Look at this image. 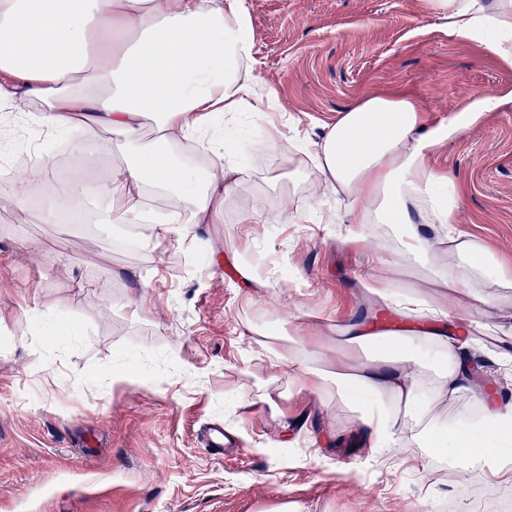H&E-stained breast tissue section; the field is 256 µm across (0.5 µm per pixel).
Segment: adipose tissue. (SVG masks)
I'll use <instances>...</instances> for the list:
<instances>
[{
	"mask_svg": "<svg viewBox=\"0 0 512 512\" xmlns=\"http://www.w3.org/2000/svg\"><path fill=\"white\" fill-rule=\"evenodd\" d=\"M429 2L449 40L479 43L512 63V0ZM249 24L246 0H0V98L18 112L39 104L52 134L85 149L108 135L140 144L114 160L93 221L135 224L153 201L166 209L155 238L181 237L214 223L225 196L250 179L224 138L213 140L202 172L169 151L220 118L271 108V92L253 74ZM500 106L480 92L459 115L431 125L411 98L371 96L340 112L320 143L287 142L277 130L266 141L268 151L309 158L344 195L357 223L354 241H370L374 264L395 270L392 279L361 276L370 303L427 325L404 335L349 323L337 347H371L382 356L332 370L318 367L300 339L308 326L301 314L297 339L273 357L274 367H288L303 384L349 401L355 446L372 459L428 446L451 466L512 481V401L487 387L489 367L512 376V339L491 349L481 341L495 308L491 291L512 289V270L457 230L458 199L448 192L455 177L429 163L461 123ZM409 268L469 298L470 311L452 312L405 289L397 276ZM460 398L472 417L437 429L435 407Z\"/></svg>",
	"mask_w": 512,
	"mask_h": 512,
	"instance_id": "adipose-tissue-1",
	"label": "adipose tissue"
}]
</instances>
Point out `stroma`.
Returning a JSON list of instances; mask_svg holds the SVG:
<instances>
[{
    "label": "stroma",
    "mask_w": 512,
    "mask_h": 512,
    "mask_svg": "<svg viewBox=\"0 0 512 512\" xmlns=\"http://www.w3.org/2000/svg\"><path fill=\"white\" fill-rule=\"evenodd\" d=\"M255 73L272 112H247L239 138L320 139L338 112L373 94L414 97L431 123L473 93L502 101L436 151L452 170L457 228L512 266V66L449 40L426 0H246ZM0 100V156L47 137ZM245 194L277 215L247 224L242 195L184 238L148 224H44L0 198V512H465L470 491L429 468L375 462L352 446V413L334 396L269 374L292 314L323 365L348 353L328 327L365 318L356 281L371 265L351 222L292 224L311 200L305 174L275 153H242ZM259 254L280 272L243 282ZM126 381L114 382L115 373ZM273 401L264 403L262 391ZM295 421L283 433L279 414ZM222 423L244 456L208 455L199 429Z\"/></svg>",
    "instance_id": "35a3bbf8"
}]
</instances>
